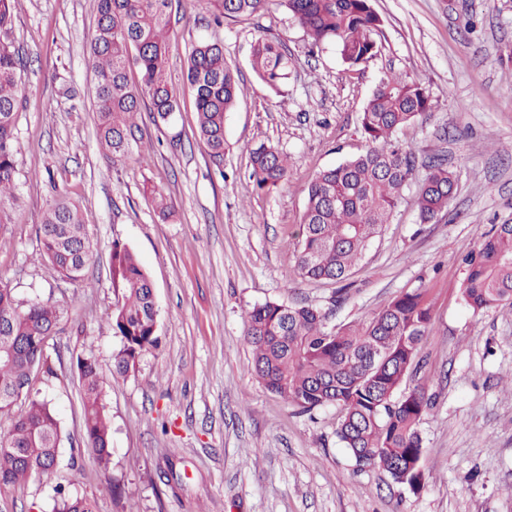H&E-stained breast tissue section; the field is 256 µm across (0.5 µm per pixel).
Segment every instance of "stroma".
Here are the masks:
<instances>
[{"mask_svg": "<svg viewBox=\"0 0 512 512\" xmlns=\"http://www.w3.org/2000/svg\"><path fill=\"white\" fill-rule=\"evenodd\" d=\"M382 19L377 56L346 71L336 45L313 47L273 4L249 20L223 19L204 0H172L169 69L178 110L155 121L143 104L138 143L122 163L99 149L88 69L95 0H16L23 108L17 133L21 206L0 226V278L21 299L68 313L47 353L57 380L32 386L58 410L56 480L94 498L98 512H512V308L470 310L463 259L481 235L512 223V0H373ZM265 28L286 43V96L253 72L251 42ZM220 41L242 92L224 121V167L196 135L183 81L199 39ZM406 74L437 100L398 133L400 143L445 154L458 181L441 221L421 223L413 179L390 224L369 245L341 298L332 283L290 277L307 187L321 170L364 151L360 116L379 79ZM287 154L288 178L270 193L251 177L249 150ZM147 162H140V154ZM165 189L173 215L155 213ZM79 205L93 254L76 286L39 256L38 227L57 192ZM134 252L159 305L157 347L118 375L122 347L112 307V246ZM427 291L432 319L417 381L433 402L421 424L419 491L359 466L336 435L339 411L302 414L257 376L244 339L248 311L303 302L332 323L369 320L390 299ZM97 358L112 424L111 464L100 471L82 439L77 355ZM52 486L0 495V512H53Z\"/></svg>", "mask_w": 512, "mask_h": 512, "instance_id": "obj_1", "label": "stroma"}]
</instances>
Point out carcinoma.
<instances>
[{"label": "carcinoma", "instance_id": "carcinoma-1", "mask_svg": "<svg viewBox=\"0 0 512 512\" xmlns=\"http://www.w3.org/2000/svg\"><path fill=\"white\" fill-rule=\"evenodd\" d=\"M15 0H0V225L10 224L19 206L15 133L22 100V60L13 44ZM219 16L247 19L272 0H206ZM315 45L333 43L352 71L377 54L382 20L371 0H277ZM171 0H96L97 28L89 68L95 89L98 143L110 162L131 153L141 101L150 100L155 118L168 122L177 96L167 69ZM138 69L132 83L130 67ZM251 67L278 92L288 80L289 58L282 41L264 30L252 45ZM186 82L197 113L196 136L211 163L224 164V117L236 105L238 71L224 59L223 47L201 39L189 55ZM436 100L400 72L377 84L360 123L365 152L327 168L307 189L301 239L290 275L317 282L346 280L372 240L389 223L415 172L426 171L417 197L420 222L433 223L448 210L455 172L441 154L418 156L394 141L397 131L432 111ZM256 187L270 191L288 176V158L273 146L249 151ZM162 219L172 214L170 198L151 191ZM40 256L73 284L85 282L93 244L80 208L59 193L39 226ZM462 284L465 303L475 312L512 306V224H499L466 258ZM112 288L117 301L105 317L122 348L113 369L127 373L141 353L157 345L158 307L149 276L133 252L112 248ZM64 306L38 298L19 299L0 280V492L24 489L31 481L50 484L56 475L61 425L51 401L32 389L37 375L58 378L41 345L56 329ZM432 319L422 292L389 300L368 321L327 326L328 314L302 303L266 302L247 315L245 341L254 368L268 390L300 412L335 405L341 411L336 434L360 466H378L407 487L424 481L420 423L431 405L425 384L413 382L416 359ZM82 391L86 447L97 466L111 460V423L99 366L88 353L74 361ZM404 394L395 397L400 387ZM56 512H97L96 501L55 487Z\"/></svg>", "mask_w": 512, "mask_h": 512}]
</instances>
